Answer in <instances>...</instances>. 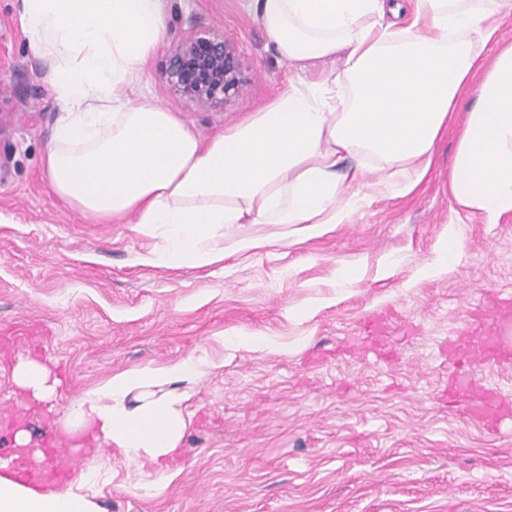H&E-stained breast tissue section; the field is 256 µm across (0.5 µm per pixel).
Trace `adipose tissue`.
I'll list each match as a JSON object with an SVG mask.
<instances>
[{"label":"adipose tissue","mask_w":512,"mask_h":512,"mask_svg":"<svg viewBox=\"0 0 512 512\" xmlns=\"http://www.w3.org/2000/svg\"><path fill=\"white\" fill-rule=\"evenodd\" d=\"M249 2L283 60L339 55L343 67L291 80L266 109L204 141L150 98L118 93L140 81L164 39L163 0H22L63 105L46 148L51 191L160 237L148 264L201 268L268 243L259 226L310 239L352 223L375 198L411 194L458 113L456 204L487 224L512 214V43L482 56L512 0ZM471 83L477 97L465 110ZM231 224L237 232L225 234ZM200 370L189 357L115 374L61 423L95 426L122 459H167L186 429L183 399L168 386ZM0 512H90V503L0 478Z\"/></svg>","instance_id":"1"}]
</instances>
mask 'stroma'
I'll list each match as a JSON object with an SVG mask.
<instances>
[{
	"label": "stroma",
	"mask_w": 512,
	"mask_h": 512,
	"mask_svg": "<svg viewBox=\"0 0 512 512\" xmlns=\"http://www.w3.org/2000/svg\"><path fill=\"white\" fill-rule=\"evenodd\" d=\"M166 45L130 101L147 96L201 138L261 111L288 86L248 0H164ZM230 39L245 86L203 107L168 86V43L194 31ZM54 62L31 46L21 0H0V413L24 415L42 447L83 392L112 374L188 357L172 383L187 427L174 457L81 465L97 512H512V422L488 432L441 391L443 344L512 289V215L486 224L454 202L456 122L405 197L374 200L321 237L277 241L204 268L146 264L157 238L105 224L49 189L44 153L61 104ZM460 261L422 279L448 225ZM310 301L318 307L303 315ZM262 334L282 351L234 347ZM45 363L34 397L16 365ZM15 376L17 383L22 388L30 390L35 397L51 395L59 384L56 378L51 380V370L44 363L37 361L20 363L16 368Z\"/></svg>",
	"instance_id": "stroma-1"
}]
</instances>
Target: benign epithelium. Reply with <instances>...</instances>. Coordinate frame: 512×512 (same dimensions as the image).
Here are the masks:
<instances>
[{"label":"benign epithelium","mask_w":512,"mask_h":512,"mask_svg":"<svg viewBox=\"0 0 512 512\" xmlns=\"http://www.w3.org/2000/svg\"><path fill=\"white\" fill-rule=\"evenodd\" d=\"M177 94L204 107L225 104L244 87L233 42L218 33H191L172 44L164 71Z\"/></svg>","instance_id":"7a95c632"}]
</instances>
